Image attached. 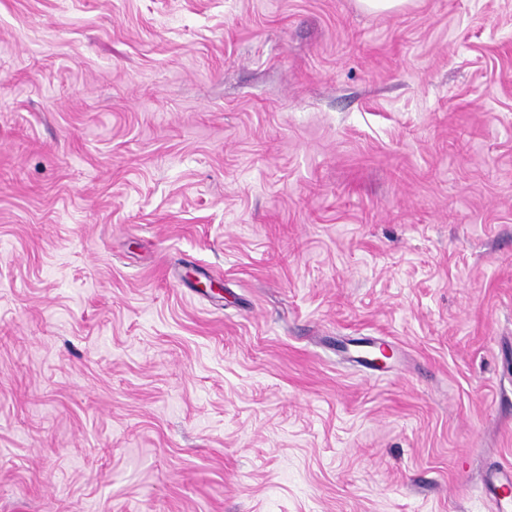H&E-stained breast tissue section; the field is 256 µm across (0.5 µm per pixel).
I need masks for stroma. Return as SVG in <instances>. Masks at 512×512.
I'll list each match as a JSON object with an SVG mask.
<instances>
[{
  "instance_id": "obj_1",
  "label": "stroma",
  "mask_w": 512,
  "mask_h": 512,
  "mask_svg": "<svg viewBox=\"0 0 512 512\" xmlns=\"http://www.w3.org/2000/svg\"><path fill=\"white\" fill-rule=\"evenodd\" d=\"M492 466L512 0H0V512H495Z\"/></svg>"
}]
</instances>
